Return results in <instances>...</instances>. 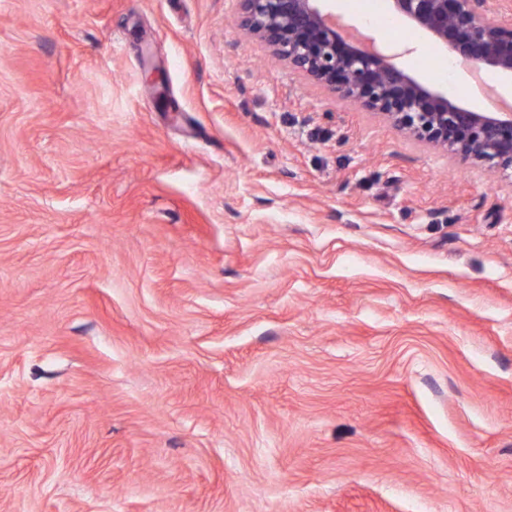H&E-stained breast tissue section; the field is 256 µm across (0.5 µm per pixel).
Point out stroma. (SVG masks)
I'll return each instance as SVG.
<instances>
[{"mask_svg":"<svg viewBox=\"0 0 512 512\" xmlns=\"http://www.w3.org/2000/svg\"><path fill=\"white\" fill-rule=\"evenodd\" d=\"M236 8L0 0V512H512V174Z\"/></svg>","mask_w":512,"mask_h":512,"instance_id":"35a3bbf8","label":"stroma"}]
</instances>
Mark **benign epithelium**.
<instances>
[{"mask_svg": "<svg viewBox=\"0 0 512 512\" xmlns=\"http://www.w3.org/2000/svg\"><path fill=\"white\" fill-rule=\"evenodd\" d=\"M238 25L336 99L384 115L410 137L512 171V111L467 108L398 66L394 48L336 24L328 0H237ZM392 14L450 55L512 77V17L492 0H387Z\"/></svg>", "mask_w": 512, "mask_h": 512, "instance_id": "obj_1", "label": "benign epithelium"}]
</instances>
